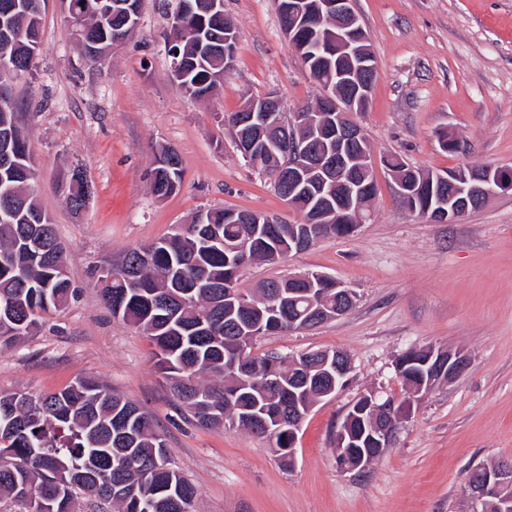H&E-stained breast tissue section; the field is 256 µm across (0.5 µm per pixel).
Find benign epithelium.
I'll return each instance as SVG.
<instances>
[{"mask_svg":"<svg viewBox=\"0 0 512 512\" xmlns=\"http://www.w3.org/2000/svg\"><path fill=\"white\" fill-rule=\"evenodd\" d=\"M354 0H317L315 6H306V0H296L292 11L307 16L311 13L324 16L331 20L336 31V44L358 56V64L348 73L336 74V81L320 84V98L326 102V111L336 113L335 147L323 158L324 172L329 176L341 179L348 169L349 161L343 156V148L366 141L363 128L355 121L346 120L347 112L357 106H364L370 100L375 83V65L371 63L368 55H359L356 45L361 43L360 34L363 32L359 18L353 8ZM195 13L194 0H179L178 10L172 17L171 25L179 29L183 20ZM245 111L249 112L246 122L259 129H271L279 123L280 97L272 93L260 100H248ZM293 125L307 132L306 138L294 142L288 149L284 164L277 170L276 176L285 177L291 182L302 179L304 171L308 168L309 157L307 141L316 138L322 131V126L309 119L304 112L293 113ZM439 180L448 183V199L436 203L431 210L430 220L438 223H455L460 216L469 211L470 207L478 202L486 201L492 194L502 191L512 192V168L494 166L483 170L477 175L461 177L450 173L439 177ZM336 291L341 304L336 311L327 312L325 316L331 320L346 315L355 303L353 291L341 282H336ZM427 354L423 365L428 367L429 382L432 386L437 382L452 381L466 372L470 367L467 354L460 350H445L424 348ZM313 357L323 360V366L336 373V389L325 392L331 395L344 390L351 379L353 365L350 357L338 349L314 350L301 354V360L307 361ZM395 405L385 401L379 402L375 392L360 394L348 405L358 413H370L373 418V437L371 442L375 450L392 446L398 426L395 425L390 410ZM512 487V463L506 461L500 466L488 469L480 476L470 479L464 488L465 498L473 505L494 504L496 512H512V497L503 495V489Z\"/></svg>","mask_w":512,"mask_h":512,"instance_id":"1","label":"benign epithelium"}]
</instances>
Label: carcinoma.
<instances>
[{
    "mask_svg": "<svg viewBox=\"0 0 512 512\" xmlns=\"http://www.w3.org/2000/svg\"><path fill=\"white\" fill-rule=\"evenodd\" d=\"M43 0H0V343L30 334L40 314L69 303L75 296L71 280L56 265L68 263L51 216L35 190L27 137L18 123L12 87L30 74L41 42ZM69 12L82 18L79 42L93 61L114 47L118 33L139 20L142 0H66ZM191 31L175 32L180 40L182 80L189 98H208L215 85L210 74L224 69V10L213 0H196ZM332 24L315 17L296 28L313 79L348 70L343 54L319 49ZM169 148L155 154L149 174L153 194L166 198L182 184L181 162H167ZM280 152H261L246 164L262 173L278 167ZM73 216L79 215L82 186L64 184ZM448 188L427 185L415 193L409 210L424 215L430 192ZM378 193L374 170L359 183L362 209L341 211L336 190L324 188L327 203L314 212L308 197L296 196L303 216L291 223L277 214L257 212L236 222L229 208H210L204 218L194 214L183 229L147 246L131 248L112 264V280L99 295L112 317L145 331L153 341L155 366L177 407L195 425L238 427L263 439L284 463L291 435L288 408L314 406L331 380L309 365L298 374L290 357L275 352L256 354L242 348L238 323L263 327L262 335L293 329L290 322L312 323L320 308L336 307V291H327L309 307L307 284L270 280L255 294L238 293L235 303L224 291L235 290L245 267L253 262L277 264L279 252L310 222L318 234L344 237L357 227ZM280 361L282 385L263 382L268 358ZM33 490L53 512H74L78 495H89L116 512H192L195 487L172 466L166 440L150 416L107 385L82 377L54 393H0V505L8 512H31Z\"/></svg>",
    "mask_w": 512,
    "mask_h": 512,
    "instance_id": "1",
    "label": "carcinoma"
}]
</instances>
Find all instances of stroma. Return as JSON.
<instances>
[{"label": "stroma", "mask_w": 512, "mask_h": 512, "mask_svg": "<svg viewBox=\"0 0 512 512\" xmlns=\"http://www.w3.org/2000/svg\"><path fill=\"white\" fill-rule=\"evenodd\" d=\"M167 0H143L139 27L96 63L71 34L61 0H44L41 45L14 90L28 134L36 190L68 250L77 296L43 314L38 329L0 345V392H53L92 377L140 406L163 433L170 459L194 485L193 512H465L463 478L512 458V193L453 224L408 211L384 168L370 222L328 237L285 262L246 267L253 293L265 280L317 272L357 294L343 317L258 338L254 350L295 355L341 349L353 378L316 404L298 435L293 466L240 428L203 429L177 409L142 330L113 318L92 272L128 248L167 236L198 210L232 207L295 221L267 178L242 160L224 116L277 91L285 113L321 90L283 35L276 0H224L238 32L236 61L197 102L170 76ZM378 70L367 111L356 114L377 156L440 172L512 166V0H354ZM454 134L443 151L438 131ZM175 148L180 190L156 198L155 150ZM81 169L94 197L80 219L63 180ZM466 353L469 369L410 404L391 448L362 474L337 468L335 431L358 394L405 397L395 361L412 347Z\"/></svg>", "instance_id": "35a3bbf8"}]
</instances>
